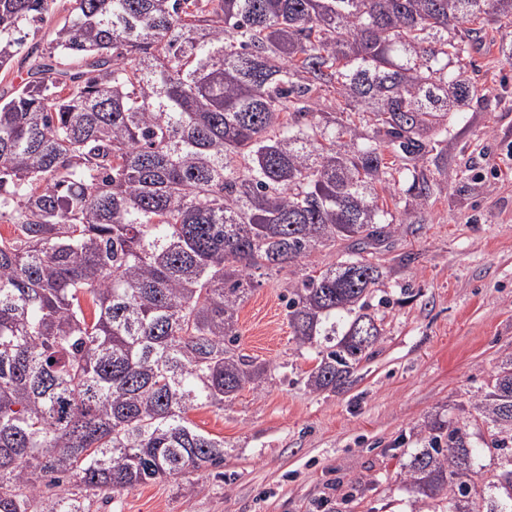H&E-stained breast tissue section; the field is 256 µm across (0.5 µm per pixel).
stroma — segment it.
<instances>
[{"label":"stroma","mask_w":512,"mask_h":512,"mask_svg":"<svg viewBox=\"0 0 512 512\" xmlns=\"http://www.w3.org/2000/svg\"><path fill=\"white\" fill-rule=\"evenodd\" d=\"M500 42L485 25L472 76L491 95L451 119L444 164L457 180L374 252L392 303L376 310L384 334L352 385L305 387L316 353L295 344L281 301L291 274L337 262L323 247L260 277L240 307L239 348L268 366L270 383L189 414L223 439V476L91 495L90 512H408L401 462L418 425L459 417L512 351V61ZM358 481L366 488L355 495Z\"/></svg>","instance_id":"obj_1"}]
</instances>
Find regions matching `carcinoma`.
<instances>
[{"mask_svg":"<svg viewBox=\"0 0 512 512\" xmlns=\"http://www.w3.org/2000/svg\"><path fill=\"white\" fill-rule=\"evenodd\" d=\"M68 2L41 50L57 0H0V72L33 59L0 95V512L223 465L188 414L264 389L240 306L319 246L341 260L289 284L288 326L309 390L350 385L383 336L370 256L442 191L449 115L490 96L481 24L512 30V0ZM418 436L410 512H512V352Z\"/></svg>","mask_w":512,"mask_h":512,"instance_id":"cac0c4a2","label":"carcinoma"}]
</instances>
